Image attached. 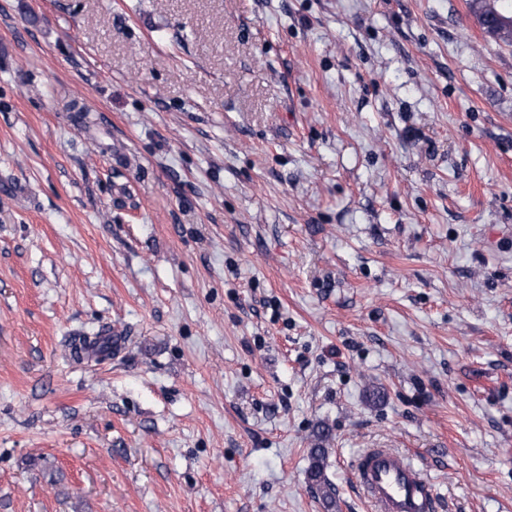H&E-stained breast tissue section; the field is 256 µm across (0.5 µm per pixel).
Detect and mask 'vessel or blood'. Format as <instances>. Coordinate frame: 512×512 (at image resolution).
Instances as JSON below:
<instances>
[{
	"mask_svg": "<svg viewBox=\"0 0 512 512\" xmlns=\"http://www.w3.org/2000/svg\"><path fill=\"white\" fill-rule=\"evenodd\" d=\"M353 476L372 512H429L434 488L418 465L386 448H371L354 462Z\"/></svg>",
	"mask_w": 512,
	"mask_h": 512,
	"instance_id": "vessel-or-blood-1",
	"label": "vessel or blood"
}]
</instances>
